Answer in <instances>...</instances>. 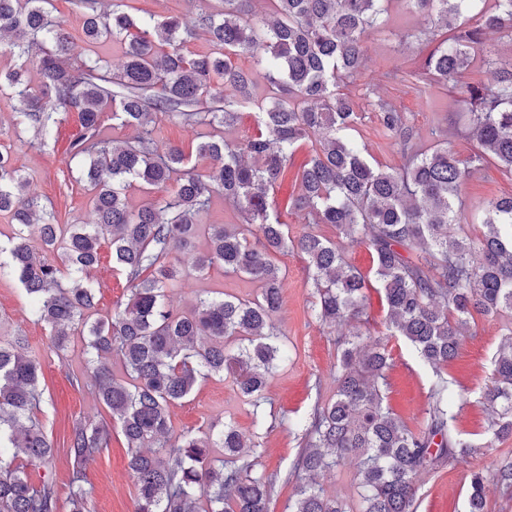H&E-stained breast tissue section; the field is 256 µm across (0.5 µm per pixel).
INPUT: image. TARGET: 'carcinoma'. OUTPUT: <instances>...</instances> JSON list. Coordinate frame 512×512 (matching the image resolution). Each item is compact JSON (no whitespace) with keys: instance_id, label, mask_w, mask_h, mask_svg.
Returning a JSON list of instances; mask_svg holds the SVG:
<instances>
[{"instance_id":"cac0c4a2","label":"carcinoma","mask_w":512,"mask_h":512,"mask_svg":"<svg viewBox=\"0 0 512 512\" xmlns=\"http://www.w3.org/2000/svg\"><path fill=\"white\" fill-rule=\"evenodd\" d=\"M49 2L0 0V37H8L7 52L18 62L0 81V93L10 92L17 124L41 142L58 134L61 113H78L68 163L79 165L96 221L64 231L30 191L10 151L0 149V212L9 213L15 228L0 275L23 285L32 311L50 328L57 355L67 353L74 337H84L96 398L112 412L126 442L137 486L134 512H268L272 480L244 462L246 444L234 425L176 435L169 406L200 382L225 375L253 406L256 425L265 424L269 376L288 357L272 321L284 278L275 255L290 246L306 259L319 321L352 327L337 337L336 398L296 422L306 443L294 466L298 490L291 512H347L317 477L350 457L359 460L365 489L358 512H415L422 475L467 465L482 449L512 437L511 336L500 344L480 394L494 414L481 440L452 434L454 409L467 398L443 374L473 313H512V194L482 203L484 231L477 237L464 232L459 205L461 186L483 164L492 161L512 174V56L504 60L488 49L490 34L512 39V0H405L429 22L415 38L437 42L416 72L419 80L456 86L479 58L494 69L491 83L459 84L477 143L465 158L439 127L431 130L435 142L420 148L407 113L380 96L371 98L370 84L356 99L342 90L344 81L363 73L368 36L385 24L390 0H272L261 17L252 13L253 0H224V9L202 12L189 23L179 17L136 20L105 9L102 0H80L88 43L125 38L118 72L99 58L80 67L67 61L72 35L51 18ZM199 32L216 51L189 58L183 46ZM160 45L169 50L158 51ZM232 55L251 57L252 70L234 66ZM33 57L36 82L25 77ZM261 81L268 93L257 102V132L228 143L221 129L236 124L237 106L254 101ZM359 100L406 157L402 167L370 161L350 135ZM109 107L112 120L136 130L133 138L117 142L103 134L102 114ZM158 114L213 129L195 147L196 156L209 161L206 173L195 172L181 148L159 147ZM307 140L314 145L291 205L305 223L332 224L340 237L366 244L368 273L318 233L290 239L272 207L288 159ZM134 184L143 191L172 190L134 209L127 199ZM215 193L238 207L247 230L201 225ZM201 230L206 247L195 269L222 265L224 273L256 282V297L223 292L184 311L167 304V282L180 273L177 255L194 246ZM106 237L112 267L132 284L129 301L110 318L97 315V290L80 277L98 264ZM373 281L387 335L409 343L437 377L428 416L415 428L385 405L388 343L359 342L370 324L366 290ZM112 357L121 365L120 378L109 367ZM40 370L23 337H0V512L58 509L53 477L35 483L15 463L20 454L34 465L52 455L32 418L42 396ZM110 436L103 423L73 428L67 442L71 512H89L86 470ZM214 448L224 459L212 460ZM491 479L512 499V457L500 459L489 475L470 471L468 512H491Z\"/></svg>"}]
</instances>
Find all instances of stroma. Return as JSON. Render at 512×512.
I'll use <instances>...</instances> for the list:
<instances>
[{
	"label": "stroma",
	"mask_w": 512,
	"mask_h": 512,
	"mask_svg": "<svg viewBox=\"0 0 512 512\" xmlns=\"http://www.w3.org/2000/svg\"><path fill=\"white\" fill-rule=\"evenodd\" d=\"M115 4L132 17L150 14L160 21L171 16L192 19L198 13L213 10L218 2L115 0ZM50 11L73 36V64H81L96 54L108 63L110 69L121 65L123 44L109 39L94 45L85 41L83 18L74 0H51ZM423 24L422 18L410 13L404 0H393L383 28L368 37V63L362 80L346 83L344 90L354 95L359 92L362 82L375 83L381 97L407 112L421 136L425 137L432 128L444 125L446 119L459 110L460 93L451 86L435 88L413 82L411 74L417 70L428 49L413 40L402 41L401 36L414 32ZM12 105L8 96L0 95V144L11 147L14 163L27 176L31 191L39 195L44 204L53 207L59 223H92L94 212L90 196L66 165L65 151L71 137L80 129L77 113L65 114L58 140L33 145L29 142V133L17 132ZM210 132V127L185 126L164 116L158 117L156 122L160 144L181 146L189 154L191 165L201 174L206 173L208 163L195 157V146ZM356 136L380 165H402L401 155L390 146L373 112H363ZM311 150V144L305 143L293 154L273 196V206L281 222L287 224L290 237H299L312 229L332 239L336 236L334 226H308L289 206L290 198L299 191L300 173ZM510 193L512 174L489 162L467 180L460 201L465 215L469 216L476 213L484 199ZM178 259L181 273L167 289L174 307L188 308L210 292H227L248 299L258 291L253 281L243 276L225 275L221 266L198 272L192 267V255L182 253ZM276 262L284 274V281L281 309L275 321L283 331L281 342L288 359L271 375L265 390L264 409L273 415L274 424L256 426L252 406L239 393L232 379L222 377L201 382L188 398L170 405L169 415L177 433H199L212 425L232 422L246 442L253 445L249 459L255 472L276 478L269 512H288L296 493V483L289 480L288 473L303 442L296 423L307 417L315 406L334 398L336 386L332 375L336 370L337 347L335 333L321 325L314 314L316 298L300 252L291 248L278 253ZM85 280L98 290L100 315L112 314L129 298V283L112 268L109 242H102L100 261ZM511 330L512 314L493 317L477 314L471 320V336L447 368L448 375L468 389L471 399L470 404L455 416L452 426L456 432L474 434L482 432L486 426L489 415L477 401L478 391L488 383L492 358L504 335ZM17 333L25 336L29 351L41 363L43 397L34 417L53 447L48 466H32L28 472L35 481L43 475H51L59 489L58 512H71L67 489L71 472L66 444L68 436L75 426L86 422L111 423L112 415L96 398L94 381L86 370L82 339L74 338L66 355L57 356L51 345L49 329L32 314L22 285L16 278L2 275L0 336ZM388 348L393 366L389 372L387 403L409 425H417L425 417L429 390L436 376L419 362L402 340L389 339ZM506 454L512 456V438L487 449L484 455L472 460L470 467H447L424 477L420 482L417 512H466L470 468L492 469ZM86 482L90 490V512H133L137 490L120 430H113L107 449L89 466ZM322 483L328 495L341 500L348 512H356L364 489L355 463L349 461L326 472Z\"/></svg>",
	"instance_id": "stroma-1"
}]
</instances>
